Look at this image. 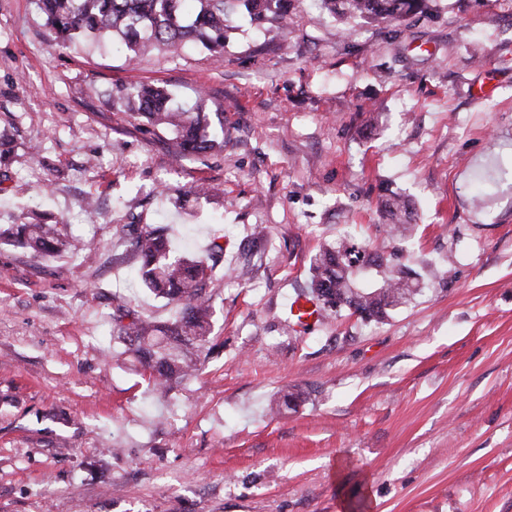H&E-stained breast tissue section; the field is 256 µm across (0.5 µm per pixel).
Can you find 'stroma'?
<instances>
[{
	"label": "stroma",
	"instance_id": "obj_1",
	"mask_svg": "<svg viewBox=\"0 0 512 512\" xmlns=\"http://www.w3.org/2000/svg\"><path fill=\"white\" fill-rule=\"evenodd\" d=\"M227 10L223 50L132 63L109 36L56 48L33 0H0V227L63 221L97 252L0 246V512H512V0L381 26L315 0ZM137 84L222 114L223 149L178 158L114 103ZM132 222L199 256L221 239L229 267L266 253L211 284L215 349L161 400L112 338L119 305L173 315L112 246ZM344 232L398 251L423 294L284 332ZM246 11L257 16L282 20L288 13L290 0H241ZM382 211L385 217L391 221L390 229L400 232L401 235L413 224L411 223V208L406 197L400 194H392L382 203Z\"/></svg>",
	"mask_w": 512,
	"mask_h": 512
}]
</instances>
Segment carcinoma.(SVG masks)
I'll list each match as a JSON object with an SVG mask.
<instances>
[{
	"label": "carcinoma",
	"mask_w": 512,
	"mask_h": 512,
	"mask_svg": "<svg viewBox=\"0 0 512 512\" xmlns=\"http://www.w3.org/2000/svg\"><path fill=\"white\" fill-rule=\"evenodd\" d=\"M186 0H35L39 14L53 34L54 45L67 48L80 38L112 33L121 38L130 58L156 48H175L194 41L208 50L224 49V0H198L192 19L183 15ZM246 11L282 20L289 0H241ZM333 16L365 18L377 23L407 20L424 13L429 0H319ZM120 102L137 103L139 114L177 134L184 155L205 153L224 146V122L214 124L199 112H173L169 95L142 85L117 90ZM390 229L400 233L411 223L406 197L392 194L382 203ZM0 241L27 249L36 256L62 255L76 249L68 225L13 224L0 229ZM114 245L138 263L144 287L176 309L164 324L117 311L112 336L139 361L156 390L167 393L199 372L211 342L213 307L208 287L224 273V245L215 242L205 257L179 254L172 248L168 229L159 224H121ZM348 235L316 254L310 264L309 288L303 294L320 302L322 314L347 310L363 321H380L390 310L405 306L421 291L414 274Z\"/></svg>",
	"instance_id": "1"
}]
</instances>
